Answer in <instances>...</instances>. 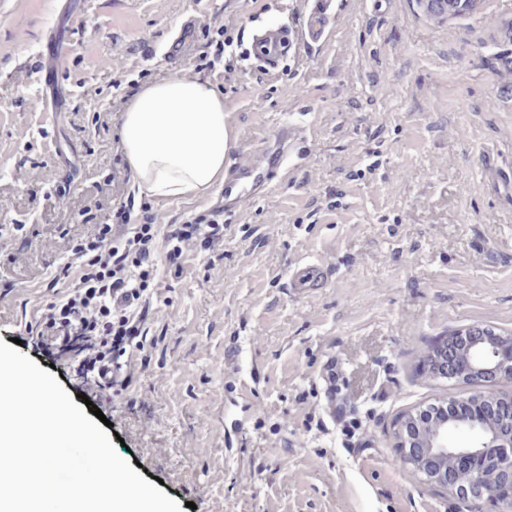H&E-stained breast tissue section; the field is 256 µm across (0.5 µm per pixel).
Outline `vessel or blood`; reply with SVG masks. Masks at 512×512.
Here are the masks:
<instances>
[{"instance_id":"b4317fda","label":"vessel or blood","mask_w":512,"mask_h":512,"mask_svg":"<svg viewBox=\"0 0 512 512\" xmlns=\"http://www.w3.org/2000/svg\"><path fill=\"white\" fill-rule=\"evenodd\" d=\"M337 8V0H307L301 26L282 23L253 31V57L266 69L274 70L296 52L299 43L317 45L326 41ZM212 22V16L207 14H186L177 37L164 49L165 59L172 64L178 63L187 45L196 41ZM68 55L69 49L57 32H48L38 52L44 91L34 101L42 111L54 109L52 88ZM309 145V128L305 122L298 120L279 124L274 132L272 147L264 150L241 141H229L230 162L224 168V195L220 202L213 205V212L224 215L250 211L281 173L296 165ZM327 283L328 269L318 260L304 261L288 271V286L300 299L312 296Z\"/></svg>"}]
</instances>
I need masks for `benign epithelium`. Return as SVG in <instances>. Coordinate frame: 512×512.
Returning <instances> with one entry per match:
<instances>
[{"label": "benign epithelium", "mask_w": 512, "mask_h": 512, "mask_svg": "<svg viewBox=\"0 0 512 512\" xmlns=\"http://www.w3.org/2000/svg\"><path fill=\"white\" fill-rule=\"evenodd\" d=\"M485 327L454 332L433 346L430 372L473 384L477 392L446 398L436 411L419 408L399 428L402 466L433 488L472 498H512V334L489 336Z\"/></svg>", "instance_id": "benign-epithelium-1"}]
</instances>
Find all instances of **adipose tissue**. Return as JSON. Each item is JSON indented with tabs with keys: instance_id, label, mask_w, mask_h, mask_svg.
<instances>
[{
	"instance_id": "obj_1",
	"label": "adipose tissue",
	"mask_w": 512,
	"mask_h": 512,
	"mask_svg": "<svg viewBox=\"0 0 512 512\" xmlns=\"http://www.w3.org/2000/svg\"><path fill=\"white\" fill-rule=\"evenodd\" d=\"M126 156L142 191L201 195L224 175V97L210 84L174 77L146 87L121 121Z\"/></svg>"
}]
</instances>
